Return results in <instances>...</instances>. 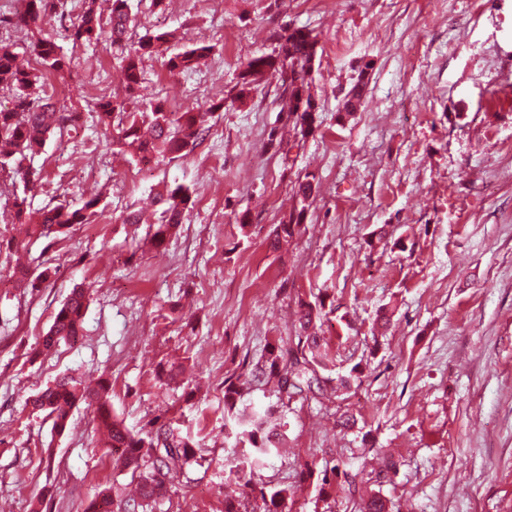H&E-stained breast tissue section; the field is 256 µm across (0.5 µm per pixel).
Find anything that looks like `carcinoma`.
I'll use <instances>...</instances> for the list:
<instances>
[{
	"label": "carcinoma",
	"instance_id": "1",
	"mask_svg": "<svg viewBox=\"0 0 512 512\" xmlns=\"http://www.w3.org/2000/svg\"><path fill=\"white\" fill-rule=\"evenodd\" d=\"M21 2L24 9L17 16L16 30L32 41L38 67L32 70L19 68L13 43L0 39V92L10 93L13 99L11 109L0 110V202L11 208L15 220L31 224L33 233L48 239L52 246L73 226L91 223L98 216L100 199L91 198L79 208L47 204L36 213L29 211L28 192L38 181L39 173L24 167V162L41 152L50 138H61L76 129L81 113L59 105L54 91L50 90L51 77L62 78L70 72L71 57L63 52L56 38L44 33L42 28L46 19L66 16L68 0ZM132 23L129 0H111L107 14L101 12L98 0H81L79 20L65 28V38L74 46L101 38L119 44L128 40ZM271 38L275 42L274 48L269 52H258L239 72L235 99H245L257 82L273 77L282 96L288 99V116L294 118L295 125L305 134L312 129L316 112L311 94V65L317 55V39L307 29L288 26L273 32ZM169 39L170 34L166 32L145 35L130 47L122 58L125 95L132 96L140 83L142 58L159 54ZM212 49L211 45L195 44L170 57L167 61L169 70L191 71ZM365 88V74L362 73L347 95L343 105L345 112L357 111ZM222 108L224 101L220 100L197 112H169L162 103L156 102L142 111H131L115 92L97 97L91 105L105 137L117 132V142L134 148L137 157L162 153L173 158L194 150L209 132V115ZM315 180L314 174L307 173L298 183L295 194L300 199L301 208L294 209L276 226L270 241L273 249H279L281 243L300 232L305 202L315 192ZM189 201V194L180 185L166 191V196L161 198L165 204L161 223L152 225L150 237L155 249L164 248L167 240L176 233ZM51 274L48 267L33 279L25 268L13 271L19 282H26L32 288ZM87 309V290L73 287L42 338L43 349L50 351L62 341L77 339L82 334ZM326 316V303L321 296H315L312 301H300L296 311V348L272 344L263 363L256 365L248 377L239 375L224 380V421L232 422L227 438L233 440V447L248 449L244 460L230 468L225 479L248 486L247 470L270 453L279 451L285 440L275 409L247 412L236 408L237 399L252 380L277 378V398L282 408L288 407V401L296 396L306 399L323 390L327 378L320 372L335 365L334 356L322 336ZM360 374L359 366L351 367L348 373L336 377L334 390H350ZM81 402L95 404V419L105 433L104 445L122 449L115 460L116 469L130 474L131 481L138 486L135 497L117 496V512H153L159 500L166 496L169 480L203 459L202 448L170 424L144 436L132 433L112 415L107 383L97 390H89L74 377L63 375L28 400L33 409L47 413L53 429L59 434L70 428L72 411ZM355 491L358 492L359 512H399L396 504L379 490L366 486L357 487ZM296 493L294 485L280 484L270 489L262 486L258 490L261 504L256 508L249 511L241 501L226 498L224 512H293Z\"/></svg>",
	"mask_w": 512,
	"mask_h": 512
}]
</instances>
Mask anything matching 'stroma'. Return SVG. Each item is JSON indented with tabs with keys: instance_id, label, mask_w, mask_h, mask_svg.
<instances>
[{
	"instance_id": "1",
	"label": "stroma",
	"mask_w": 512,
	"mask_h": 512,
	"mask_svg": "<svg viewBox=\"0 0 512 512\" xmlns=\"http://www.w3.org/2000/svg\"><path fill=\"white\" fill-rule=\"evenodd\" d=\"M136 35L171 33L146 61L140 104L170 112L223 101L187 158L139 163L106 143L89 105L121 92V48L78 47L55 79L58 100L83 113L51 139L32 208L80 206L102 214L55 245L0 222V239L28 240L31 274L18 287L0 257V512H92L105 482L125 487L104 452L93 409L79 405L56 434L27 399L57 377L110 384L130 430L172 422L200 440L204 461L177 474L157 512H224L226 470L242 458L224 437V380L294 333L299 299L320 294L337 370L361 364L358 386L294 398L284 412L286 451L252 483L293 481L301 463L336 466L332 495L298 493L301 512H357L346 476L368 449L391 455L384 495L402 512H512V0H130ZM312 30L319 41L312 92L316 130L300 135L276 80L237 101L240 70L271 50L270 31ZM212 45L196 71L169 56ZM366 77L363 106L343 112ZM317 191L301 232L274 251L276 224L297 207L294 186ZM185 187L186 217L165 250L130 211L151 215L166 189ZM383 238H375L376 230ZM90 294L84 335L42 351L39 342L74 285ZM390 324L374 334L378 314ZM182 369L177 391L161 372ZM356 430L342 429L343 413Z\"/></svg>"
}]
</instances>
